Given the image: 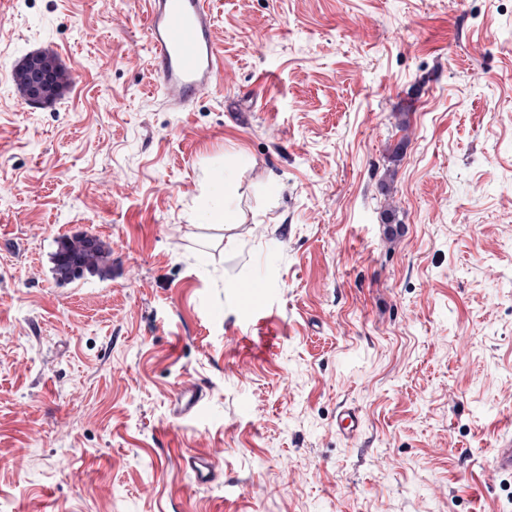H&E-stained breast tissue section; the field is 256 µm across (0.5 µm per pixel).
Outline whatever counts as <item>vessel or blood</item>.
I'll return each instance as SVG.
<instances>
[{
	"label": "vessel or blood",
	"mask_w": 512,
	"mask_h": 512,
	"mask_svg": "<svg viewBox=\"0 0 512 512\" xmlns=\"http://www.w3.org/2000/svg\"><path fill=\"white\" fill-rule=\"evenodd\" d=\"M147 38L152 65L164 97L178 107L190 105L213 82L221 57L214 40V17L208 0H148ZM179 402L186 413H201L198 386L181 387ZM198 487L213 482L214 460L203 454L184 458Z\"/></svg>",
	"instance_id": "obj_1"
}]
</instances>
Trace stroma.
<instances>
[{"label": "stroma", "instance_id": "1", "mask_svg": "<svg viewBox=\"0 0 512 512\" xmlns=\"http://www.w3.org/2000/svg\"><path fill=\"white\" fill-rule=\"evenodd\" d=\"M211 7L177 112L145 0H0V512H512V0ZM67 77L68 75L63 69L53 66V64L52 70L46 71L39 66L30 65L26 61L25 64L15 70L17 89L29 101L30 92L33 91L36 86H44L47 82L51 84V89L44 98L54 96L66 84L68 80ZM85 239L87 238L76 236L73 240L63 237L58 241V248L53 254L52 260L54 272L61 280L80 279L84 277L85 272L89 274H102V271L95 266V259L88 263L86 261V254L95 250V248L89 247ZM75 242L82 243L83 249H78L75 246ZM179 395V402L183 412L200 414L203 411V393L198 386L192 384L183 385L180 388ZM186 469H189L195 484L200 488H207L213 482L214 460L203 454L190 455L182 458Z\"/></svg>", "mask_w": 512, "mask_h": 512}]
</instances>
